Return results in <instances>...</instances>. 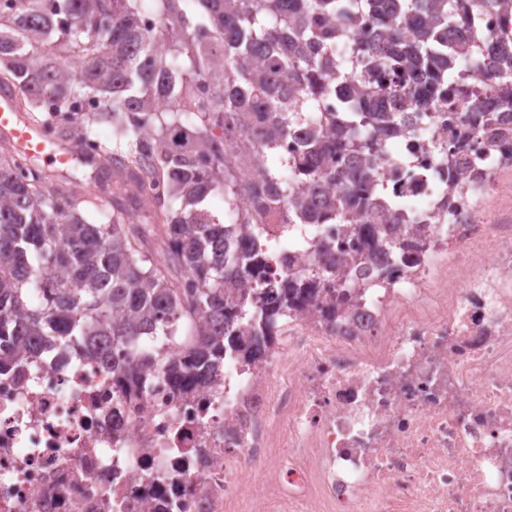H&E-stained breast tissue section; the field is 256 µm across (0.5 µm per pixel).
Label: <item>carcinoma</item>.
Instances as JSON below:
<instances>
[{"mask_svg": "<svg viewBox=\"0 0 512 512\" xmlns=\"http://www.w3.org/2000/svg\"><path fill=\"white\" fill-rule=\"evenodd\" d=\"M0 0V91L68 149L99 143L68 169L0 147V371L22 375L13 352L38 359L47 347L112 360L138 379L183 366L142 339L165 340L193 323L194 368L205 378L241 353L265 356L275 323L317 291L313 275L256 276V225L272 209L296 224H356L378 204L391 209L376 244L395 246L406 223L378 180L366 137L409 128L444 98L459 97L464 123L492 130L512 111V86L495 110L454 57L466 25L463 0H393L376 39L351 33L356 0ZM154 16L151 27L143 24ZM413 30V42L402 30ZM349 54L367 78L355 112L322 103ZM314 131L300 155L277 148L292 123ZM101 123L112 126L106 140ZM341 154L366 164L336 166ZM106 182V197L79 189ZM304 180L334 185L321 210L299 193ZM159 193L147 199L145 187ZM216 198L227 209H213Z\"/></svg>", "mask_w": 512, "mask_h": 512, "instance_id": "carcinoma-1", "label": "carcinoma"}]
</instances>
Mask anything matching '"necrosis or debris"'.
<instances>
[{"mask_svg": "<svg viewBox=\"0 0 512 512\" xmlns=\"http://www.w3.org/2000/svg\"><path fill=\"white\" fill-rule=\"evenodd\" d=\"M442 102L381 148L388 196L416 224L404 260L373 248L370 223L266 216L272 272L315 271L329 245L356 298L280 320L264 359L225 361L198 384L162 369L116 382L108 362L58 349L0 374V512H512V152L452 119ZM467 167L441 182L444 152ZM276 485L255 498L245 476Z\"/></svg>", "mask_w": 512, "mask_h": 512, "instance_id": "4bbe7bcc", "label": "necrosis or debris"}]
</instances>
